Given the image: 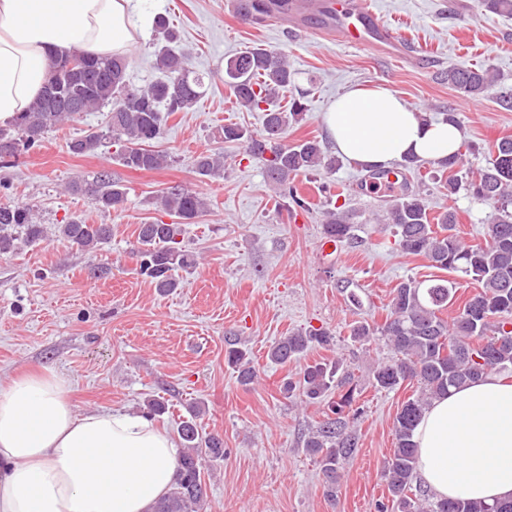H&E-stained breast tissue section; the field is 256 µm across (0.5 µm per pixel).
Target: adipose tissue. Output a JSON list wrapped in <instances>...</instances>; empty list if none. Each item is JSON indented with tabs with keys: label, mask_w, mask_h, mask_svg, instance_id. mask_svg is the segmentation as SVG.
<instances>
[{
	"label": "adipose tissue",
	"mask_w": 512,
	"mask_h": 512,
	"mask_svg": "<svg viewBox=\"0 0 512 512\" xmlns=\"http://www.w3.org/2000/svg\"><path fill=\"white\" fill-rule=\"evenodd\" d=\"M143 0H0V124L39 95L51 57L126 54ZM324 124L363 167L457 152L460 130L426 122L389 89L356 88ZM416 472L435 497L512 500V379L490 374L436 397L415 429ZM178 450L152 419L118 408L78 412L71 381L43 369L0 382V512H152L171 488Z\"/></svg>",
	"instance_id": "obj_1"
}]
</instances>
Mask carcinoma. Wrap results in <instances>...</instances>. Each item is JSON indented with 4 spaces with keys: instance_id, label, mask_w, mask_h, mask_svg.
<instances>
[{
    "instance_id": "obj_1",
    "label": "carcinoma",
    "mask_w": 512,
    "mask_h": 512,
    "mask_svg": "<svg viewBox=\"0 0 512 512\" xmlns=\"http://www.w3.org/2000/svg\"><path fill=\"white\" fill-rule=\"evenodd\" d=\"M246 13L260 16L271 7L288 8V0H243ZM166 44L158 48L156 80L133 87L127 80V61L119 54L95 55L74 51L52 61L47 88L9 124L0 126V162L38 146L45 133L73 121L85 112L109 108L105 127L68 142L75 155L94 153L109 139L117 146L118 161L134 171L164 167L170 156L152 149L164 132L165 115L193 108L206 91L205 76L192 70L189 57L174 47L173 35L164 18L155 21ZM75 56L84 68L68 66ZM448 84L467 97L495 96L504 108H512V91L500 86V74L490 66L458 64L448 70ZM224 84L236 103L247 110L264 113L263 130L254 133L239 124H228L219 138L242 144L246 156L261 163L269 185L298 207L306 201L288 181L320 169L336 167L317 139L285 142L288 129L300 121L304 110L298 98L289 110L275 105L279 95L295 84V73L281 50L248 48L227 60ZM195 171L204 177L224 173V157L214 152L194 159ZM73 188L91 196L97 209L106 213L120 206L126 188L103 171L92 181ZM472 195L492 209L484 241L466 244L455 232L457 216L446 209L431 215L427 195L405 190L387 203L381 221L394 229L397 244L409 255L423 256L432 266L462 272L479 284V289L458 304L451 320L441 317L448 304L456 302L457 286L447 279L422 285L407 280L393 290L385 321L371 325L356 321L350 336L358 342L382 337L395 357L378 364L372 386L394 391L408 380L419 384V394L405 401L394 419L395 448L385 461L384 478L389 498L399 512H512V500L484 504L465 498L437 499L417 484L415 428L432 399L453 387L475 382L489 373L512 371V138L502 137L493 146L488 165L471 176ZM160 207L173 221L155 220L138 225L136 252L138 273L161 292L181 287L179 272L197 264V257L182 244L183 226L194 223L207 209L206 198L179 186L166 189L158 198ZM58 237L86 250L98 248L112 236L109 224H88L73 217L57 225ZM323 237L338 243L356 240L354 226L344 211L325 212ZM47 237V228L35 211L20 204L0 205V255L16 252L21 244H35ZM335 336L313 326L298 329L273 343L268 358L286 364L308 350L329 347ZM225 360L238 373V382L249 386L257 371L247 351L230 347ZM281 391L298 395L309 403L327 402L326 418L308 433L307 451L317 457L323 486L335 498L339 471L358 448L357 423L362 409L356 406L357 385L343 360L307 365L296 379H288ZM183 448L177 478L167 496L153 512H202L207 487L203 464L224 458V439L218 434H199L194 419L181 423Z\"/></svg>"
}]
</instances>
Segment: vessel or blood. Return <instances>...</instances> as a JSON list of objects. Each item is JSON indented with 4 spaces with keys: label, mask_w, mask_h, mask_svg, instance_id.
I'll use <instances>...</instances> for the list:
<instances>
[{
    "label": "vessel or blood",
    "mask_w": 512,
    "mask_h": 512,
    "mask_svg": "<svg viewBox=\"0 0 512 512\" xmlns=\"http://www.w3.org/2000/svg\"><path fill=\"white\" fill-rule=\"evenodd\" d=\"M314 12L324 19L322 36L348 47L399 57V36L379 19L371 0H291L289 27H301L304 17Z\"/></svg>",
    "instance_id": "obj_1"
}]
</instances>
